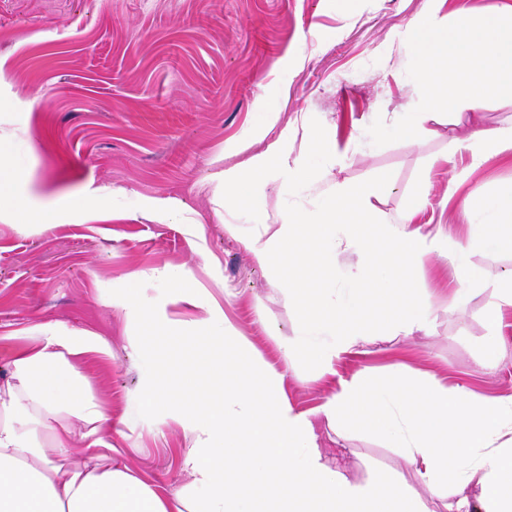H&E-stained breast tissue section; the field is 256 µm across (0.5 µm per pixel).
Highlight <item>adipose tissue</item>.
<instances>
[{"instance_id":"1","label":"adipose tissue","mask_w":512,"mask_h":512,"mask_svg":"<svg viewBox=\"0 0 512 512\" xmlns=\"http://www.w3.org/2000/svg\"><path fill=\"white\" fill-rule=\"evenodd\" d=\"M274 170L286 183L301 177L287 156L269 152L253 156L246 169H219L213 179L225 204L246 211ZM387 185L383 176L337 184L326 210L278 213L250 240L255 261L274 268L289 302L306 298L314 309L282 343L284 357L307 353L329 373L376 333L427 330L434 311L419 292L418 271L449 263L461 298L485 278L470 259L474 248L512 251V183L492 198L462 201L469 224L458 241L440 228L422 231L412 214L396 223L374 209L372 199ZM111 194L98 186L59 208L16 209L15 217L48 231L62 212L91 214ZM481 208L492 210V223H471ZM312 268L329 280L343 275L344 294L308 288ZM153 276L203 317L188 326L161 316L138 288L112 303L143 336L161 341L138 399L148 417L164 411L182 428L187 484L162 494L113 465L100 439L110 418L76 366L87 353L111 354L109 342L63 324L39 325L0 379V512H512V396L479 398L463 386L418 379L396 362L381 378L356 372L314 411L296 410L279 376L254 363L223 308L188 292L187 269L165 266ZM320 420L402 449L420 490L392 477L349 478L320 447ZM79 425L89 445L75 463Z\"/></svg>"}]
</instances>
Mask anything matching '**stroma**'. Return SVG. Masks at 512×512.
Instances as JSON below:
<instances>
[{
    "instance_id": "35a3bbf8",
    "label": "stroma",
    "mask_w": 512,
    "mask_h": 512,
    "mask_svg": "<svg viewBox=\"0 0 512 512\" xmlns=\"http://www.w3.org/2000/svg\"><path fill=\"white\" fill-rule=\"evenodd\" d=\"M486 2L0 0V155L17 170L14 203L49 205L91 184L114 190L92 222L66 216L36 233L0 219V375L28 328L61 323L100 334L111 355H85L79 368L112 419L102 439L114 448L113 464L161 492L185 485L181 428L145 417L136 400L155 361L137 325L112 305L136 275L172 265L222 305L254 355L282 375L298 410L317 408L356 371L380 376L395 362L480 396L512 395V308L501 325L507 353L496 367L481 364L483 308L512 271V253L474 250L485 280L454 309L451 266L426 267L420 292L436 310L428 331L374 337L330 374L306 353L283 357L282 340L310 309L289 307L273 269L248 248L260 223L279 212H313L336 183L379 175L388 187L373 201L377 210L397 218L422 197L414 224L442 225L453 241L466 237L461 200L512 183V148L477 164L453 143L477 128L511 126L512 104L488 101L474 121H421L418 137L381 147L367 129L379 118L396 122L420 98L406 74L408 23L430 15L449 24L461 8L478 17ZM319 137L338 151L310 149ZM274 146L309 178L269 186L248 218L224 206L210 179L214 160L243 168ZM154 198L186 204L204 237L144 211ZM318 434L351 477L393 474L415 484L401 449L382 438L324 424Z\"/></svg>"
}]
</instances>
